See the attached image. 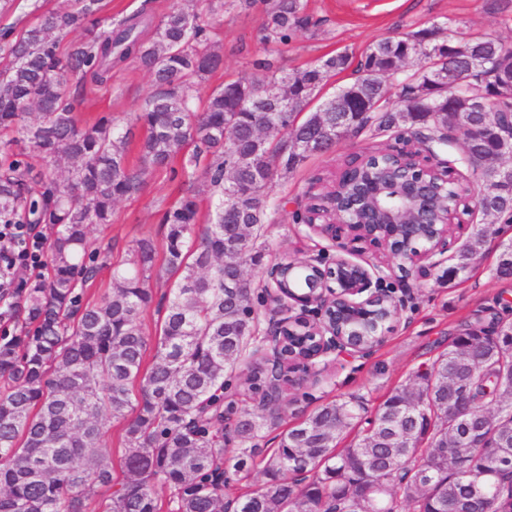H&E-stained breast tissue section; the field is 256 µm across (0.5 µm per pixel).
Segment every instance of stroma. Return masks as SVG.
<instances>
[{"instance_id": "obj_1", "label": "stroma", "mask_w": 512, "mask_h": 512, "mask_svg": "<svg viewBox=\"0 0 512 512\" xmlns=\"http://www.w3.org/2000/svg\"><path fill=\"white\" fill-rule=\"evenodd\" d=\"M113 20L138 16L144 37L172 8L180 6L206 12L208 0H104ZM272 0H228L223 12L212 18L214 38L224 54V64L198 86L200 98L224 82L237 79L253 69L256 60L273 58L290 68H303L320 58L348 52L360 57L372 43L409 30H418L455 20L469 35L496 34L512 48V0H303L305 13L317 27L300 32L288 44H264L260 28ZM66 0H0V27H22L35 23L45 11L64 10ZM151 91L148 73L129 60L112 69L106 84L87 83L76 105L81 119L90 120L109 112L127 121L137 112ZM393 133L378 136L350 135L333 151L308 158L288 174L275 177L270 191L262 256L258 264L245 268L254 285H261L269 265L285 259L305 257L323 246L320 238H307L303 224L294 220L309 194L329 185L353 157L374 146L394 144ZM210 186L203 177L170 179L167 172L148 174L137 196L116 203L112 221L94 227L95 246L112 251L113 265H124L133 257L138 240H152L157 252L165 250L166 229L162 214L182 197H196L201 216L209 214ZM485 245L483 257L468 271L449 277L439 271L429 279L411 285V297L404 311L391 324L384 342L364 357H347L328 366L319 383L303 382L286 387L290 399L282 411V427H290L318 406L351 396L362 397L368 409H376L387 396L412 380L421 365L446 352L465 323L477 314L497 307L499 298L512 296V280L494 275L503 244L512 242V223L498 220Z\"/></svg>"}]
</instances>
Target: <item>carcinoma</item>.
I'll return each instance as SVG.
<instances>
[{"label":"carcinoma","instance_id":"obj_1","mask_svg":"<svg viewBox=\"0 0 512 512\" xmlns=\"http://www.w3.org/2000/svg\"><path fill=\"white\" fill-rule=\"evenodd\" d=\"M310 24L302 0H275L260 40L286 44ZM139 27L134 16H106L103 0H70L64 12L0 29V128L22 135L0 140V224L50 229L47 273L21 282L23 320L17 333L0 336V512H84L89 499L97 512H160V490L169 492L171 512H224L227 411L235 415L234 470L260 456L266 477L235 500L234 512H344L353 483L385 487L382 512H452L473 473L492 465L498 435H512V384L500 382L512 362L492 356L498 336L485 335L480 322L467 325L483 339L466 355L450 345L439 367L416 373L414 390L392 391L345 448L340 433L362 418L361 400L320 406L282 430L269 454L259 439L279 427L288 399L282 395L279 407L260 413L240 409L224 397V374L245 359L255 331L254 289L242 285L243 266L259 257L269 185L339 139L365 129L398 139L414 129L441 139L456 131L480 212L493 221L512 217V180L500 174L501 145L512 140V48L492 34L467 37L452 23L442 41L433 27L381 39L358 61L354 80L300 120L328 79L350 66L348 53L292 71L257 60L253 72L216 88L201 105L198 82L224 63L210 20L176 7L150 40ZM71 33L78 39L63 46ZM131 57L152 82L135 115L146 129L137 172L128 166L129 133L112 114L83 123L74 105L86 81H106ZM387 76L400 77L391 106ZM229 113L236 120L226 135ZM273 113L283 134L264 141L256 128ZM178 155L179 172L170 168ZM199 167L217 199L199 232L195 197L163 214L166 268L175 284L158 304L147 365L141 317L153 302L148 272L156 248L139 240L133 265L112 269V294L84 303L77 284L109 262L107 252L90 249L91 227L112 223L114 204L137 195L149 171L190 177ZM487 238L488 230L477 229L452 272L468 271ZM496 273L512 278V244ZM266 374L264 364L249 362L243 395L264 390ZM458 380L467 383L475 412L496 425L480 447L448 442L474 464L469 473L448 471L422 415H448ZM411 395L420 408H408ZM107 415L127 418L118 478L112 456L100 448ZM489 493L512 507V475Z\"/></svg>","mask_w":512,"mask_h":512}]
</instances>
